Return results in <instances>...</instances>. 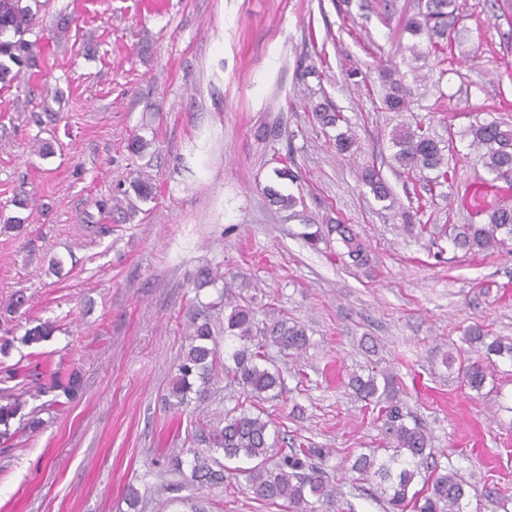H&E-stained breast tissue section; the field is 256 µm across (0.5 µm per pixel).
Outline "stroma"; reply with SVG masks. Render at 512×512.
Wrapping results in <instances>:
<instances>
[{
    "instance_id": "stroma-1",
    "label": "stroma",
    "mask_w": 512,
    "mask_h": 512,
    "mask_svg": "<svg viewBox=\"0 0 512 512\" xmlns=\"http://www.w3.org/2000/svg\"><path fill=\"white\" fill-rule=\"evenodd\" d=\"M465 18L443 56L418 61L410 108L377 109L381 53L410 42L380 0H39L27 35L31 58L0 89V306L26 305L0 322V368L33 353L77 372L76 399L24 381L25 412L43 427L10 423L0 436V512H129L128 488L152 489L143 512H287L254 499L244 477L230 486H183L169 461L201 447L200 423L241 403L223 378L202 405L175 407L169 387L197 314L223 323L231 286L254 311L253 333L277 321L303 326L297 362L269 356L285 378L259 403L280 448L322 449L323 475L346 512H388L374 482H353L354 458L380 448L376 413L348 386L377 368L431 438L433 461L474 489L467 512H512V360L496 358L482 391L462 370L474 359L465 330L512 343V254L454 249L448 230L474 215L464 190L487 170L460 131L475 120L512 123V0H461ZM315 74H306L308 65ZM350 118L354 154L337 156L332 129L309 103ZM282 127L262 140L265 124ZM455 134L453 185L426 194L421 223L405 235L359 181L379 169L399 202L412 187L390 167L400 123ZM145 142L131 151L133 139ZM291 153L298 181L277 179L270 158ZM147 174L153 197L123 224L112 199ZM303 197L318 227L351 225L373 257L353 265L337 236L311 249L305 225L272 207L264 186ZM25 229L4 231L7 219ZM43 322L46 341L22 345ZM182 491H172V484Z\"/></svg>"
}]
</instances>
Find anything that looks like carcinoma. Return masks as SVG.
I'll return each instance as SVG.
<instances>
[{"label": "carcinoma", "mask_w": 512, "mask_h": 512, "mask_svg": "<svg viewBox=\"0 0 512 512\" xmlns=\"http://www.w3.org/2000/svg\"><path fill=\"white\" fill-rule=\"evenodd\" d=\"M464 20L458 13L456 0H424L418 12L404 20V29L414 35H427L428 46L440 52L448 47L456 25ZM36 22V13L26 0H0V85H11L21 73L22 66L29 60V43L25 35ZM383 108L389 112H404L409 101L402 78L389 73L383 77ZM313 119L324 128H339L348 124L342 112L328 103H316L310 107ZM470 138L469 146L481 150L479 160L494 179L512 177V126L492 119L470 125L463 133ZM393 148L392 158L406 178L426 190L445 183L452 184L456 179V168L449 165L445 152L453 151V134H448V144H442L429 133L428 129L417 126H402L393 129L390 137ZM360 180L370 189L379 202L393 200L386 181L370 166L362 170ZM266 194L272 205L280 210L294 209L299 200L293 195H283L269 186ZM425 203L410 206L401 211L403 227L410 235H418L425 225L417 223ZM477 215L487 217L481 224H461L454 228L452 244L466 253H494L512 243V198L507 197L491 208L483 206ZM327 231L336 234L354 265L370 268L372 257L369 250L348 224H329ZM233 296L224 292V304L232 310L224 331L226 341L239 343L231 353L232 364L224 365V379L237 387L246 397L257 400L263 395L282 388L283 378L278 369L266 366L265 351L274 346L289 356L299 355L306 349L309 338L303 328L283 322L273 324L269 334L260 341L252 336L253 311L248 306L232 304ZM54 326L43 323L25 331L21 342L27 346L48 339ZM465 342L471 347L484 351L485 358L495 355L512 358V345H506L494 338L488 339L479 328L465 332ZM220 358L218 337L208 318L194 323L190 336V347L178 365V377L172 387V396L182 405L188 401L192 384L190 377L196 375L202 381L208 380V372ZM470 389L479 392L484 387L487 371L481 361L470 363L464 371ZM349 387L362 400L378 406V419L381 432L392 448L388 458L381 461L374 456L361 455L355 459L351 470L361 476L373 474L387 484L386 502L392 512H406L411 507L414 512H466L468 506V483L456 470H446L429 475L425 491L410 492V487L418 474V467L428 459L430 438L424 427L417 421L408 423V411L400 388L394 376L372 374L367 377L354 374ZM79 388L78 377H67L53 372L43 390H59L66 398L73 397ZM24 402L21 397L6 394L0 398V426L9 431L11 420L20 414ZM270 422L261 415L241 408L224 415V426L211 430L209 444L205 449H193L190 485L195 489L224 486V468L216 469L212 453L223 451L224 459L246 462L248 466L238 467L243 474L246 486L254 498L260 501L287 503L289 512H316L313 501L333 507L340 489L326 483L320 468L313 457L321 450L306 448L304 444L291 450L273 467L267 461L275 452L276 441L271 437Z\"/></svg>", "instance_id": "obj_1"}]
</instances>
